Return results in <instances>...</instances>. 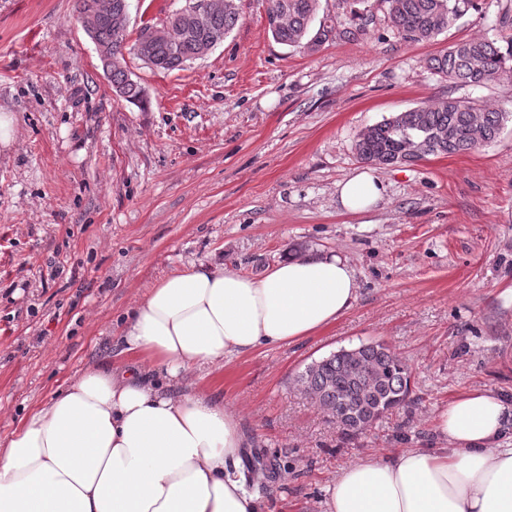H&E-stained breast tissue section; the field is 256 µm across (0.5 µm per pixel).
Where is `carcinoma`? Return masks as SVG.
Here are the masks:
<instances>
[{
    "label": "carcinoma",
    "instance_id": "carcinoma-1",
    "mask_svg": "<svg viewBox=\"0 0 512 512\" xmlns=\"http://www.w3.org/2000/svg\"><path fill=\"white\" fill-rule=\"evenodd\" d=\"M200 0L167 17L164 34L146 42L138 36L127 45V30L119 31L111 13L96 10L97 0H76L77 16L96 17L91 34L98 57L116 96L140 103L143 92L131 78L125 54L148 55L157 70L181 69L208 55L242 20L240 0H224V8L199 22L192 9ZM391 27L401 37L422 42L436 38L474 6V0H383ZM320 0H268L267 25L272 38L288 47L314 50L346 36L331 20L313 27ZM512 51L503 54L496 42L471 39L452 44L429 59L428 66L454 83L486 84L512 80ZM509 114L450 98L399 112L362 130L354 144L356 156L373 165L409 164L430 155L475 151L493 141ZM412 371L381 341L341 349L308 364L295 383L312 403L330 416L346 437L369 430L386 413L406 405ZM268 466L257 463L247 481L263 489Z\"/></svg>",
    "mask_w": 512,
    "mask_h": 512
}]
</instances>
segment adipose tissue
Segmentation results:
<instances>
[{"label":"adipose tissue","instance_id":"obj_1","mask_svg":"<svg viewBox=\"0 0 512 512\" xmlns=\"http://www.w3.org/2000/svg\"><path fill=\"white\" fill-rule=\"evenodd\" d=\"M385 194L367 169L336 186L342 208ZM336 253L292 257L261 275L193 264L139 299L119 333L125 369L87 367L0 444V512H262L241 478L238 413L173 392L195 371L314 335L358 297ZM442 448H402L343 467L326 512H512V404L488 389L437 412Z\"/></svg>","mask_w":512,"mask_h":512}]
</instances>
